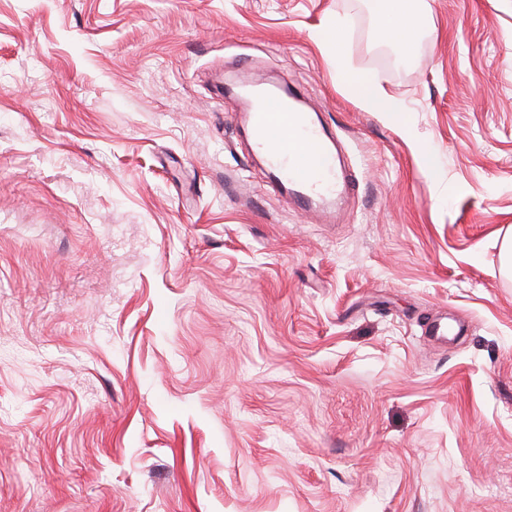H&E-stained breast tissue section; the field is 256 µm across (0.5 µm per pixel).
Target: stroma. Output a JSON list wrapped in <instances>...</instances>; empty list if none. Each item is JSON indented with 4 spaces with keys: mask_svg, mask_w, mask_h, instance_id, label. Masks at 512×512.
I'll list each match as a JSON object with an SVG mask.
<instances>
[{
    "mask_svg": "<svg viewBox=\"0 0 512 512\" xmlns=\"http://www.w3.org/2000/svg\"><path fill=\"white\" fill-rule=\"evenodd\" d=\"M429 4L404 56L379 0H0V512H512V0ZM259 76L334 221L252 165ZM353 87L359 104L369 112H382L391 120H396L402 112L401 105L381 94L374 80L367 76L357 77ZM263 90L256 89L253 100L241 98L254 150L267 163L273 186L287 188L290 202L300 211H317L347 183L336 166L335 143L298 106L300 93L261 94Z\"/></svg>",
    "mask_w": 512,
    "mask_h": 512,
    "instance_id": "35a3bbf8",
    "label": "stroma"
}]
</instances>
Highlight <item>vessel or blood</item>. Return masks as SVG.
Segmentation results:
<instances>
[{"label":"vessel or blood","instance_id":"b4317fda","mask_svg":"<svg viewBox=\"0 0 512 512\" xmlns=\"http://www.w3.org/2000/svg\"><path fill=\"white\" fill-rule=\"evenodd\" d=\"M295 91L255 94L243 98L253 147L266 162L273 186L287 188L290 202L300 211L318 210L327 198L346 186L336 166L332 139L317 128L311 113L299 106Z\"/></svg>","mask_w":512,"mask_h":512}]
</instances>
